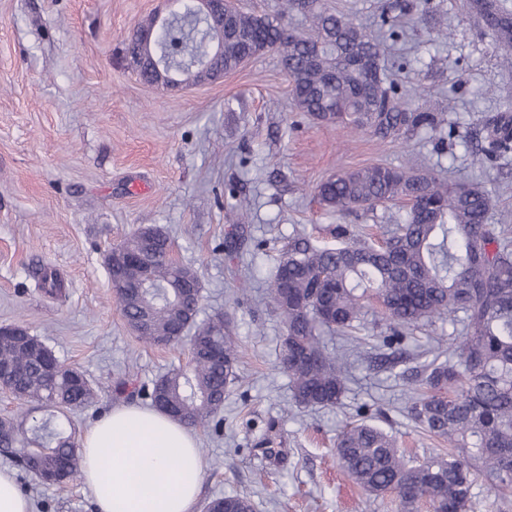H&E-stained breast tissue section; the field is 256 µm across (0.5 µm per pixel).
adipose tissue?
Instances as JSON below:
<instances>
[{"label": "adipose tissue", "instance_id": "1", "mask_svg": "<svg viewBox=\"0 0 512 512\" xmlns=\"http://www.w3.org/2000/svg\"><path fill=\"white\" fill-rule=\"evenodd\" d=\"M80 453L97 512H194L204 460L194 433L166 414L116 407L84 433Z\"/></svg>", "mask_w": 512, "mask_h": 512}]
</instances>
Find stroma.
I'll return each mask as SVG.
<instances>
[{"label": "stroma", "mask_w": 512, "mask_h": 512, "mask_svg": "<svg viewBox=\"0 0 512 512\" xmlns=\"http://www.w3.org/2000/svg\"><path fill=\"white\" fill-rule=\"evenodd\" d=\"M400 2L404 35L386 43L385 73L431 100L438 123L383 141L300 112L275 53L180 91L144 84L123 43L160 0H0V325L23 326L93 383L94 404L68 415L77 433L116 406H149L138 388L186 365L188 347L136 338L105 255L138 227L163 228L198 272L202 317L223 315L242 352L220 431L195 432L200 503L244 494L255 512H400L396 496H367L337 467L344 425H377L410 457L445 447L407 412L410 375L365 360L340 406H296L266 296L295 235L330 244L343 225L379 241L401 216L392 203L342 215L320 205L315 187L342 170L414 167L475 183L492 199L489 223L512 226V173L473 162L485 125L512 113V67L473 0ZM38 267L56 271L61 296L36 288ZM14 469L32 512H96L81 483L47 487Z\"/></svg>", "instance_id": "1"}]
</instances>
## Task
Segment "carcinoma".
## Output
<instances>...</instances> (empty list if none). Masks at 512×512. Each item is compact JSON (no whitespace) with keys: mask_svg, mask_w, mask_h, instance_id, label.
<instances>
[{"mask_svg":"<svg viewBox=\"0 0 512 512\" xmlns=\"http://www.w3.org/2000/svg\"><path fill=\"white\" fill-rule=\"evenodd\" d=\"M483 17H493L496 42L512 63V20L498 12L495 0H474ZM297 8L309 13L310 29L288 37L280 16ZM382 36L403 35L397 16L383 14ZM235 36L224 44L219 64L228 73L246 52L259 56L268 44L280 43V62L292 81L296 108L328 124L368 130L380 139L398 137L434 125L426 104L386 81L385 74L363 92L350 57L361 49L381 62V42L351 17L327 8L322 0H280L279 10L261 17L236 11ZM211 27L193 16L190 4L161 29L158 47L174 64L187 66L206 52ZM324 60L312 68L308 57L316 44ZM488 148L480 162L509 164L512 117L504 114L485 128ZM320 202L339 213L410 201L398 224L379 244L353 236L341 227V241L317 245L299 238L288 245L269 284V298L285 328L279 368L291 383L293 400L304 408L332 409L341 404L351 379L344 358L327 351L323 333L339 335L351 352L391 350L415 332L438 321L460 322L462 335L453 346L432 336L424 357L419 392L408 414L425 432L448 442V451L411 462L396 439L366 422L349 423L336 441V459L366 493H395L405 512L425 499L431 512H468L473 487L482 480L498 497L512 490V240L504 228L487 223L491 199L468 182H440L430 174L374 165L340 172L316 188ZM153 237L156 259L124 267V289L115 292L123 317L148 346H175L189 337L190 362L159 376L150 400L162 394L184 409L182 422L194 428L219 427L218 414L238 378L240 351L222 317L198 322L184 303L185 286L200 285L197 271L166 260L167 236L157 228H140L117 248L140 252ZM38 284L49 295L61 292L57 275L41 272ZM381 303L388 334L367 342L356 335L365 327L370 300ZM185 328L174 336L175 326ZM297 352L303 359L284 363ZM58 358L10 337H0V366L12 371L13 386L23 401L17 414L0 419V446L38 483L55 474L65 481L79 476L78 448L60 422L71 411L93 404L96 393L78 368L48 367ZM227 512H254L247 495L208 501Z\"/></svg>","mask_w":512,"mask_h":512,"instance_id":"1","label":"carcinoma"}]
</instances>
